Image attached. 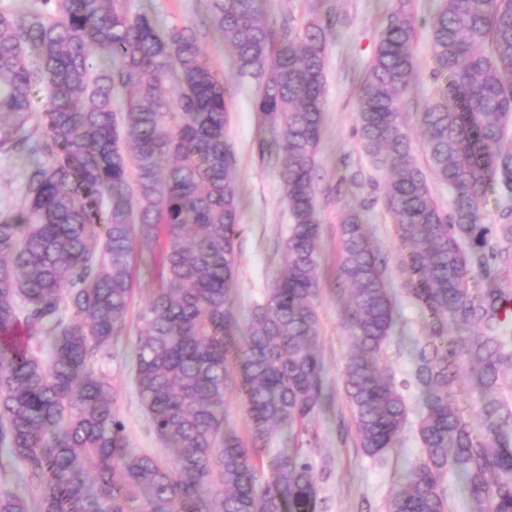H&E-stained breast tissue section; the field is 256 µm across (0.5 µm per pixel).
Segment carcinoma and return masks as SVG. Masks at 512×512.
Instances as JSON below:
<instances>
[{"instance_id":"obj_1","label":"carcinoma","mask_w":512,"mask_h":512,"mask_svg":"<svg viewBox=\"0 0 512 512\" xmlns=\"http://www.w3.org/2000/svg\"><path fill=\"white\" fill-rule=\"evenodd\" d=\"M0 11V153L32 161L25 200L0 215V445L24 467L30 495L0 490V512H318L311 448L326 395L313 348L319 317L316 157L324 122L323 21L277 33L259 0H210L237 71L264 77L255 111L274 135L291 224L282 272L241 330L231 300L239 194L225 137L228 92L189 26L158 30L121 0H41ZM417 30L398 0L360 86L362 143L390 176L385 208L407 253L406 293L428 322L410 341L421 397L420 455L385 512H451V479L468 512H512V208L491 228L478 208L512 195V0H441L431 25L446 89L417 113L419 165L403 105L418 79ZM48 100L30 127L34 93ZM125 92L121 108L114 95ZM448 189L451 208L430 181ZM157 270L133 347L135 384L172 465L130 448L117 394L94 365L112 356L134 288V264ZM387 261L343 219L338 281L349 290L355 349L344 389L363 454L382 459L409 419L375 361L398 303ZM490 278L473 288L475 272ZM476 379L482 421L460 408L458 380ZM237 385L255 422L251 443L224 431V391ZM288 434L262 479V445Z\"/></svg>"}]
</instances>
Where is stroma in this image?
Returning <instances> with one entry per match:
<instances>
[{
  "instance_id": "stroma-1",
  "label": "stroma",
  "mask_w": 512,
  "mask_h": 512,
  "mask_svg": "<svg viewBox=\"0 0 512 512\" xmlns=\"http://www.w3.org/2000/svg\"><path fill=\"white\" fill-rule=\"evenodd\" d=\"M130 14L154 15L159 27L189 26L199 33V43L230 87L225 134L231 145L240 180L238 233L235 237L238 266L232 303L239 320H246L262 301L278 276L280 247L290 222L283 199L277 164L261 160L257 142L263 131L253 103L262 83L256 76L238 75L234 58L222 35L209 28L208 0H123ZM439 0H409L417 28L416 57L418 99L432 98L447 85L445 75L435 73L430 45V26ZM396 0H260V7L274 26L291 24L302 29L313 19L335 16L337 23L326 40V88L324 127L317 154L315 202L319 221L320 295L316 347L323 377L333 394L329 409L315 422L318 433L312 460L316 468L318 497L325 512H383L386 497L395 486L396 473L418 458L420 440L407 427L397 448L387 455L386 465L364 456L351 425V408L343 385V368L352 348L344 321L345 298L336 270L340 258V231L345 214L360 212L372 243L389 259L386 278L402 295L403 275L398 266L399 243L392 215L383 205L389 174L376 167L357 133L359 89L372 59L378 37ZM27 158L0 153V214L23 201ZM156 274L138 263L135 290L125 315V330L112 345L110 358L99 368L117 392L115 409L126 425L131 448L166 456L167 450L154 434L133 381L131 350L139 327V314L152 295ZM400 338L390 340L379 357V366L396 382L405 384L411 410H418V393L408 387L411 360L408 342L425 336L426 321L411 299L403 297Z\"/></svg>"
}]
</instances>
